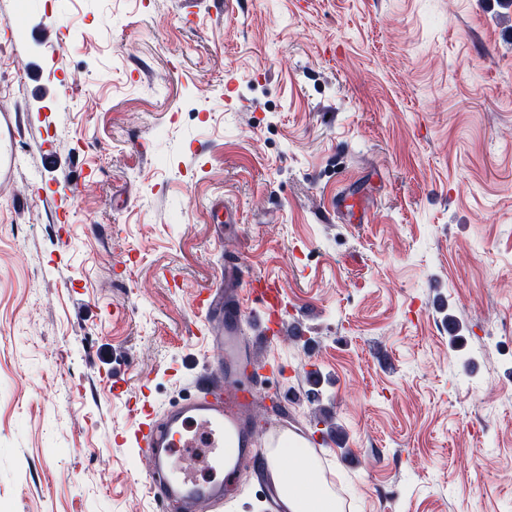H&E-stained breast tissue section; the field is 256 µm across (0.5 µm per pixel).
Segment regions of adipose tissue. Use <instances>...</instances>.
<instances>
[{"instance_id": "ef3b65f1", "label": "adipose tissue", "mask_w": 512, "mask_h": 512, "mask_svg": "<svg viewBox=\"0 0 512 512\" xmlns=\"http://www.w3.org/2000/svg\"><path fill=\"white\" fill-rule=\"evenodd\" d=\"M286 456L296 459L297 465L293 470L279 467V459ZM269 460L288 512H343L340 497L320 471L318 461L301 441L291 437L280 440L278 446L271 449Z\"/></svg>"}]
</instances>
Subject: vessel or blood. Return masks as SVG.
I'll return each instance as SVG.
<instances>
[{"mask_svg":"<svg viewBox=\"0 0 512 512\" xmlns=\"http://www.w3.org/2000/svg\"><path fill=\"white\" fill-rule=\"evenodd\" d=\"M283 304L276 284L244 279L238 261L225 260L224 279L201 291L197 309L205 317L201 341L215 358L183 388V397L158 408L145 395L135 400L129 428L116 439L134 447L150 493L158 505L221 507L232 501L223 482L202 479L210 465L250 472L265 488L266 512H286L271 481L266 457L269 441L257 438L254 404L264 386L262 371L252 384L237 382L233 367L254 364V353L267 344L271 323Z\"/></svg>","mask_w":512,"mask_h":512,"instance_id":"1","label":"vessel or blood"}]
</instances>
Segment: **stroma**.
Segmentation results:
<instances>
[{
  "label": "stroma",
  "instance_id": "1",
  "mask_svg": "<svg viewBox=\"0 0 512 512\" xmlns=\"http://www.w3.org/2000/svg\"><path fill=\"white\" fill-rule=\"evenodd\" d=\"M0 157V512H157L112 434L206 364L228 254L344 512H512V0H0Z\"/></svg>",
  "mask_w": 512,
  "mask_h": 512
}]
</instances>
